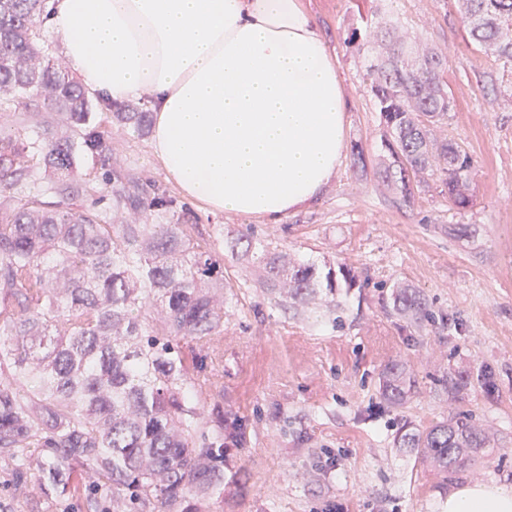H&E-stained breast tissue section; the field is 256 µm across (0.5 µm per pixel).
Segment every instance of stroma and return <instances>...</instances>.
<instances>
[{"mask_svg": "<svg viewBox=\"0 0 512 512\" xmlns=\"http://www.w3.org/2000/svg\"><path fill=\"white\" fill-rule=\"evenodd\" d=\"M329 53L338 61L347 102L348 145L336 175L310 205L282 223L190 207L223 261L224 333L212 369L218 389L204 405L239 419L242 439L224 467V495L210 512H439L459 485H512V69L468 45L457 0H393L410 37L446 51V80L455 108L438 138L461 143L477 160L476 206L458 214L438 189L411 203L354 163L352 145L369 164L381 153L380 116L362 86L361 58L344 40L373 0H302ZM109 150L88 160L71 181L76 202L108 211L88 186L112 168L182 197L137 132L102 112ZM319 271L346 268L357 287L336 290L340 319L320 308L282 303L263 284L260 254L234 243L244 234ZM420 291L441 330L391 313L395 284ZM405 364L415 381L406 404L378 393L381 372ZM463 376L467 389L450 399L445 381ZM461 412L489 436L484 454L443 474L414 451L394 444L398 432L423 430Z\"/></svg>", "mask_w": 512, "mask_h": 512, "instance_id": "stroma-1", "label": "stroma"}]
</instances>
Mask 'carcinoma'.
<instances>
[{"instance_id":"1","label":"carcinoma","mask_w":512,"mask_h":512,"mask_svg":"<svg viewBox=\"0 0 512 512\" xmlns=\"http://www.w3.org/2000/svg\"><path fill=\"white\" fill-rule=\"evenodd\" d=\"M45 5L0 0V112L41 100L63 124L1 138L0 187L42 173L64 196L49 206L20 193L0 221V490L29 512H209L211 496L224 492L226 441L241 437L219 407L196 410L224 333V271L191 209L159 186L147 193L129 173H107L110 216L66 198L84 158L102 156L107 143L86 88L40 44ZM458 7L468 44L512 67V0ZM347 43L369 58L363 83L380 114L386 186L409 203L434 185L450 208H472L478 162L431 134L454 107L448 55L400 34L386 0ZM110 113L141 132L149 122L131 104ZM265 256L266 282L280 296L336 294L335 271L322 275L270 248ZM389 308L448 327L409 286H396ZM414 387L401 364L379 378L393 406ZM397 443L452 473L487 436L457 414Z\"/></svg>"}]
</instances>
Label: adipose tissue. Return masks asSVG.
<instances>
[{"label":"adipose tissue","instance_id":"obj_1","mask_svg":"<svg viewBox=\"0 0 512 512\" xmlns=\"http://www.w3.org/2000/svg\"><path fill=\"white\" fill-rule=\"evenodd\" d=\"M50 25L89 87L150 99L186 197L279 224L335 176L346 101L301 0H58ZM441 512H512V486H459Z\"/></svg>","mask_w":512,"mask_h":512}]
</instances>
